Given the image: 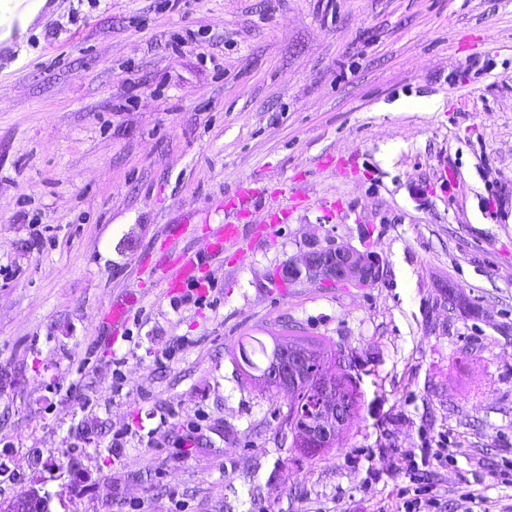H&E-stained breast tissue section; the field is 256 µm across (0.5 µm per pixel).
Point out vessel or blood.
Segmentation results:
<instances>
[{
  "label": "vessel or blood",
  "instance_id": "1",
  "mask_svg": "<svg viewBox=\"0 0 512 512\" xmlns=\"http://www.w3.org/2000/svg\"><path fill=\"white\" fill-rule=\"evenodd\" d=\"M254 197L253 189L245 184L238 185L233 191L225 193L224 209L227 214H230V221L208 227L203 251L177 253L162 267L160 278L167 294H178L185 287L202 284L208 272L207 257L221 254L231 265L242 258L243 239L240 226L234 223L233 218L240 215L244 207L252 202ZM307 199L308 194L305 190H290L288 206L271 215L269 223L260 227V235L272 234L281 217L288 215L290 207L307 201ZM134 303L135 299L131 296L113 300L106 317V323L111 329L112 336H119L124 331Z\"/></svg>",
  "mask_w": 512,
  "mask_h": 512
}]
</instances>
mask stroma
<instances>
[{
  "mask_svg": "<svg viewBox=\"0 0 512 512\" xmlns=\"http://www.w3.org/2000/svg\"><path fill=\"white\" fill-rule=\"evenodd\" d=\"M243 182L250 230L311 201L164 294L161 240L202 249ZM336 242L379 280L283 278ZM285 331L355 358L359 409L313 457L232 356ZM443 434L437 512H512V0H48L0 44V501L36 468L54 512H402ZM309 199V196L307 194V192L303 189H291L290 192H289V197H288V203H290V208L287 207H284V208H279L277 211H275L271 217H270V223L269 224H262V226L260 227V229H255V238H258L259 236H267V235H272L275 227L277 226V224H279L281 222V219H280V215L282 217L288 215V213L294 208L296 207V205H298L300 202H304V201H307ZM136 303L133 296L121 297L112 301L106 317V323L111 329L110 338H116L122 333L130 319L132 306Z\"/></svg>",
  "mask_w": 512,
  "mask_h": 512,
  "instance_id": "1",
  "label": "stroma"
}]
</instances>
